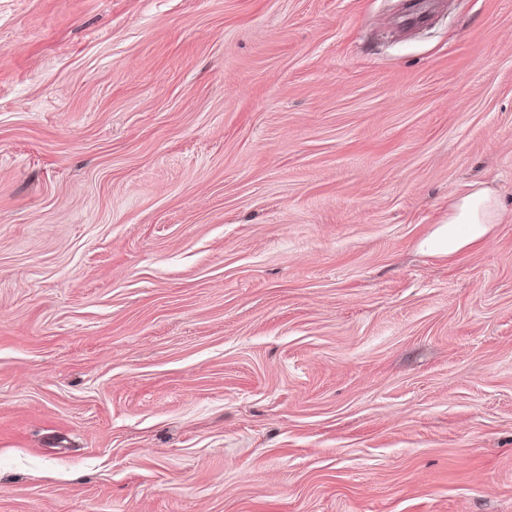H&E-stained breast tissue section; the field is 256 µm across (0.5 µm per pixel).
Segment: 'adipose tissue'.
Wrapping results in <instances>:
<instances>
[{
    "mask_svg": "<svg viewBox=\"0 0 512 512\" xmlns=\"http://www.w3.org/2000/svg\"><path fill=\"white\" fill-rule=\"evenodd\" d=\"M501 221V207L487 188L474 183L463 194L448 201V218L420 244L429 255H454L484 241Z\"/></svg>",
    "mask_w": 512,
    "mask_h": 512,
    "instance_id": "obj_1",
    "label": "adipose tissue"
}]
</instances>
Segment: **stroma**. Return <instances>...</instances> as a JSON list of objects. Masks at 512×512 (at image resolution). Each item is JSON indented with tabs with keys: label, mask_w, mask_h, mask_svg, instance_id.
I'll use <instances>...</instances> for the list:
<instances>
[{
	"label": "stroma",
	"mask_w": 512,
	"mask_h": 512,
	"mask_svg": "<svg viewBox=\"0 0 512 512\" xmlns=\"http://www.w3.org/2000/svg\"><path fill=\"white\" fill-rule=\"evenodd\" d=\"M398 2L0 0V512H512V0ZM453 195L448 201V220L419 243L429 255H454L484 241L495 224H501V207L497 198L479 183Z\"/></svg>",
	"instance_id": "35a3bbf8"
}]
</instances>
